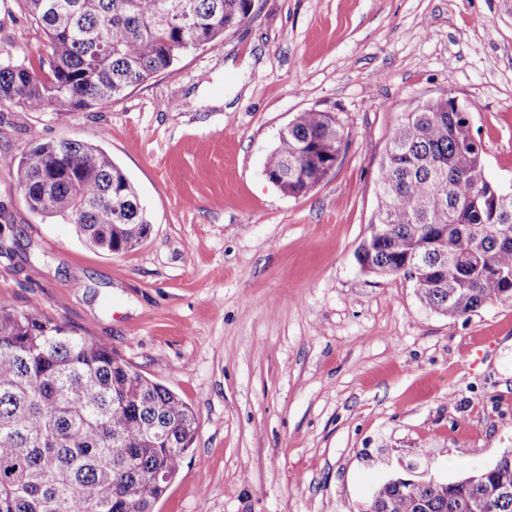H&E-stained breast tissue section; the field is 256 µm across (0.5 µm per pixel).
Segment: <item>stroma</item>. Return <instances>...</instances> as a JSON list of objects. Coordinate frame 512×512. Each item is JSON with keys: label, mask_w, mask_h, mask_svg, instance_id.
Returning a JSON list of instances; mask_svg holds the SVG:
<instances>
[{"label": "stroma", "mask_w": 512, "mask_h": 512, "mask_svg": "<svg viewBox=\"0 0 512 512\" xmlns=\"http://www.w3.org/2000/svg\"><path fill=\"white\" fill-rule=\"evenodd\" d=\"M49 52L0 0V58ZM448 96L512 190V0H255L252 21L121 99L0 107V297L108 341L196 413L155 512H361L406 464L454 481L512 448V305L445 317L355 257L394 127ZM307 109L349 137L290 197L264 163ZM61 138L135 182L140 245L97 253L30 211L9 162Z\"/></svg>", "instance_id": "35a3bbf8"}]
</instances>
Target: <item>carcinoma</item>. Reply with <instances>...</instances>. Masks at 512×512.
<instances>
[{"mask_svg": "<svg viewBox=\"0 0 512 512\" xmlns=\"http://www.w3.org/2000/svg\"><path fill=\"white\" fill-rule=\"evenodd\" d=\"M50 58L0 60V106L85 110L124 96L254 17L255 0H21ZM336 113H297L265 174L297 197L336 167ZM28 207L76 227L94 251L127 252L151 230L137 187L100 146L41 141L9 162ZM482 142L452 100L400 119L381 164L359 265L417 274L421 302L447 317L512 304V191L484 181ZM198 430L192 408L108 342L0 298V512H153ZM512 448L455 481L383 483L365 512H512Z\"/></svg>", "mask_w": 512, "mask_h": 512, "instance_id": "cac0c4a2", "label": "carcinoma"}]
</instances>
